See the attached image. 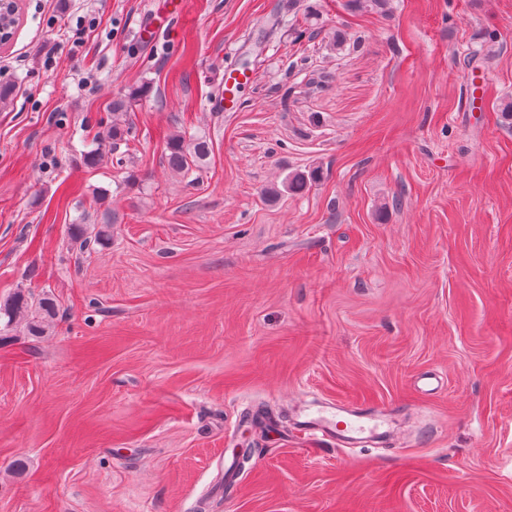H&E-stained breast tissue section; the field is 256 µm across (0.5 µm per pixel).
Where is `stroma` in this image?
Here are the masks:
<instances>
[{
  "instance_id": "35a3bbf8",
  "label": "stroma",
  "mask_w": 512,
  "mask_h": 512,
  "mask_svg": "<svg viewBox=\"0 0 512 512\" xmlns=\"http://www.w3.org/2000/svg\"><path fill=\"white\" fill-rule=\"evenodd\" d=\"M166 2L23 0L0 50V301L58 309L0 343V512H512V0H180L144 43ZM197 131L187 178L166 143ZM100 194L119 222L83 251ZM301 399L402 408L404 437L285 438ZM226 74L227 77L225 83L234 90V93L224 95V111H231L233 109L237 91H239L242 86L248 85L252 80V76L246 73L243 69L237 68L227 70ZM167 165L174 171L189 176L198 170L209 155L210 146L205 134L172 136L167 143ZM118 218L112 214L111 219H107L104 224L95 230V227L89 231L87 224L70 225V239L79 244L80 249L89 250L94 244L102 245L107 243L110 238L111 224H117ZM57 313L54 299L47 294L34 297L17 290L3 304L0 303V324L3 318H7L4 329L9 330L17 324L23 323L27 336H43L49 323L53 321Z\"/></svg>"
}]
</instances>
